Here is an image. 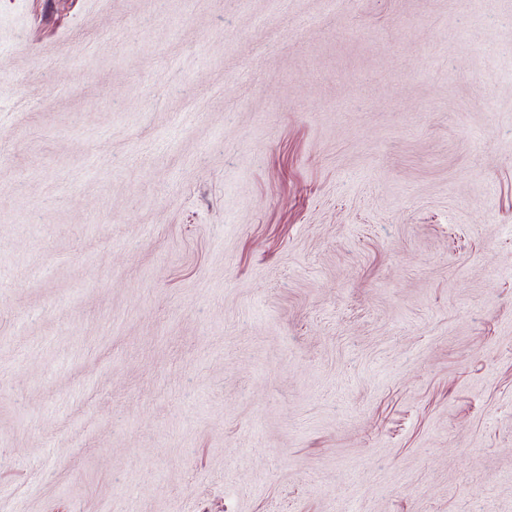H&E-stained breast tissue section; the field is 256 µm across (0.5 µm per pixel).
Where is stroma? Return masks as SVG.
Returning a JSON list of instances; mask_svg holds the SVG:
<instances>
[{
  "mask_svg": "<svg viewBox=\"0 0 512 512\" xmlns=\"http://www.w3.org/2000/svg\"><path fill=\"white\" fill-rule=\"evenodd\" d=\"M0 512H512V0H0Z\"/></svg>",
  "mask_w": 512,
  "mask_h": 512,
  "instance_id": "1",
  "label": "stroma"
}]
</instances>
